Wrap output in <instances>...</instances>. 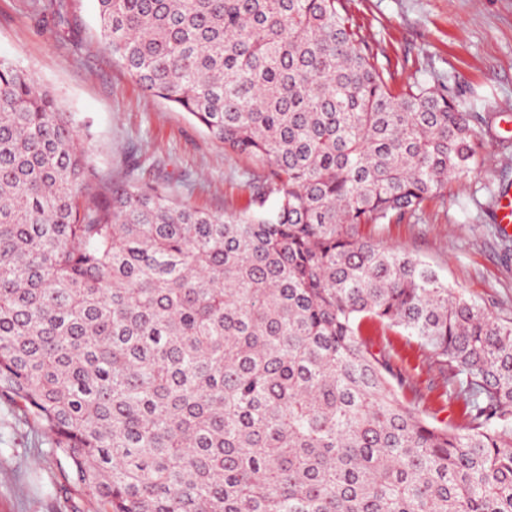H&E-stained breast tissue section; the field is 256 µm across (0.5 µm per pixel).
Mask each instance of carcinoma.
<instances>
[{"instance_id":"cac0c4a2","label":"carcinoma","mask_w":512,"mask_h":512,"mask_svg":"<svg viewBox=\"0 0 512 512\" xmlns=\"http://www.w3.org/2000/svg\"><path fill=\"white\" fill-rule=\"evenodd\" d=\"M96 2L101 48L271 177L224 215L114 181L0 60V399L66 480L100 512H512V322L372 235L482 164L477 113L396 86L342 0ZM369 321L455 380L465 432Z\"/></svg>"}]
</instances>
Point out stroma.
Here are the masks:
<instances>
[{"mask_svg":"<svg viewBox=\"0 0 512 512\" xmlns=\"http://www.w3.org/2000/svg\"><path fill=\"white\" fill-rule=\"evenodd\" d=\"M70 33L39 24L30 0H0V59L32 74L77 120L91 121L97 165L123 178L140 164L146 180L179 179L176 199L218 212L243 210L269 168L226 150L185 112L145 92L123 65L95 46L96 0H68ZM396 84L443 79L449 95L483 117L484 165L452 180L442 204L421 219L378 231L385 245L429 264L455 292L512 321V256H506L485 183L512 191V0H344ZM420 392L425 417L464 427L446 379L400 330L371 331ZM64 462L16 404L0 399V512H97L96 499L68 483Z\"/></svg>","mask_w":512,"mask_h":512,"instance_id":"1","label":"stroma"}]
</instances>
